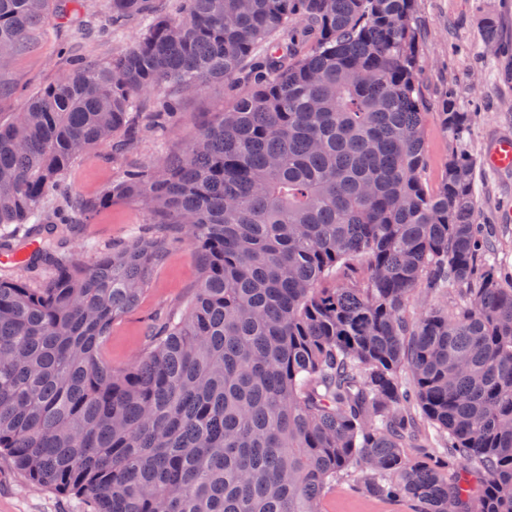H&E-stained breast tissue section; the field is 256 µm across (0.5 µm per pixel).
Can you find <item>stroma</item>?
<instances>
[{
    "label": "stroma",
    "instance_id": "1",
    "mask_svg": "<svg viewBox=\"0 0 512 512\" xmlns=\"http://www.w3.org/2000/svg\"><path fill=\"white\" fill-rule=\"evenodd\" d=\"M103 0L67 4L64 17L35 30L20 53L0 59V113L16 112L28 97L56 82L77 60L108 62L124 52L139 33L138 21L105 36ZM415 24L419 37V89L425 115L426 160L422 180L436 187L453 145L443 132L440 112L447 97H454L460 111L471 113L464 141L477 162L475 196L480 221L496 230V250L512 267V171L492 167L487 154L495 141L512 138V0H416ZM493 26L496 43L484 40L486 26ZM251 83L242 77L205 83L201 91L168 94L178 102V117L163 138L142 133L125 153L106 155L92 149L80 157L68 173L73 194L97 198L121 171L136 164L154 162L161 151L179 153L200 126L232 111ZM135 200L106 203L93 210L80 231H68L62 247L83 249L86 240L106 247H120L139 233L156 234ZM199 269L195 248L183 242L170 251L153 271L150 288L140 306L112 327L105 346L113 365L125 366L142 353L149 319L159 308L182 304L195 293ZM74 496L30 484L10 458L0 455V512H72ZM323 512H406L404 507L379 501L338 486L323 502Z\"/></svg>",
    "mask_w": 512,
    "mask_h": 512
}]
</instances>
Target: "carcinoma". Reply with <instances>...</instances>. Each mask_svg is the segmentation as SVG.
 I'll list each match as a JSON object with an SVG mask.
<instances>
[{
	"label": "carcinoma",
	"mask_w": 512,
	"mask_h": 512,
	"mask_svg": "<svg viewBox=\"0 0 512 512\" xmlns=\"http://www.w3.org/2000/svg\"><path fill=\"white\" fill-rule=\"evenodd\" d=\"M58 0H0L19 52ZM107 30L144 21L110 63H83L0 119V453L97 512H322L344 476L410 512H512V276L477 224L476 160L422 183L414 0H107ZM299 21L307 48L282 35ZM264 72L177 155L128 168L100 201L134 198L196 249L184 306L115 367L112 325L164 260L166 235L66 252L70 166L142 132L143 95ZM471 115L448 96L442 127ZM459 294L409 315L424 289ZM444 446L446 456L430 451ZM482 474L472 492L447 468Z\"/></svg>",
	"instance_id": "cac0c4a2"
}]
</instances>
